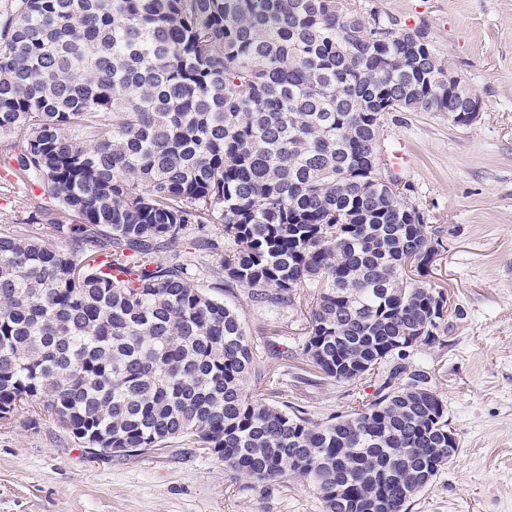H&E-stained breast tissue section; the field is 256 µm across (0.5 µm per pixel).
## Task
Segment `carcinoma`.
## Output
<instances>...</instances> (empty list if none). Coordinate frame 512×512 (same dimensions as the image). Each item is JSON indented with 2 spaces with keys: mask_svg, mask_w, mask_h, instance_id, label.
<instances>
[{
  "mask_svg": "<svg viewBox=\"0 0 512 512\" xmlns=\"http://www.w3.org/2000/svg\"><path fill=\"white\" fill-rule=\"evenodd\" d=\"M421 29L355 0H0V138L56 201L0 232V417L82 448L204 450L311 483L322 512H408L459 453L434 373L448 296L432 226L370 165L385 112H462ZM273 323L313 295L318 381L371 379L317 421L248 389L258 349L197 287Z\"/></svg>",
  "mask_w": 512,
  "mask_h": 512,
  "instance_id": "cac0c4a2",
  "label": "carcinoma"
}]
</instances>
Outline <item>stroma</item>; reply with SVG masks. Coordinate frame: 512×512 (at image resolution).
Returning a JSON list of instances; mask_svg holds the SVG:
<instances>
[{
	"mask_svg": "<svg viewBox=\"0 0 512 512\" xmlns=\"http://www.w3.org/2000/svg\"><path fill=\"white\" fill-rule=\"evenodd\" d=\"M399 27L424 29L480 96L468 125L445 115L388 112L379 142L405 141L407 200L439 230L429 275L455 315L447 344L418 357L433 367L460 452L410 512H512V0H362ZM259 350L251 389L298 401L315 419L351 410L367 382H311L301 359L268 352L267 316L245 291L230 300ZM0 512H321L308 481L252 484L223 462L170 441L125 458L94 455L49 419L20 413L0 426Z\"/></svg>",
	"mask_w": 512,
	"mask_h": 512,
	"instance_id": "obj_1",
	"label": "stroma"
}]
</instances>
